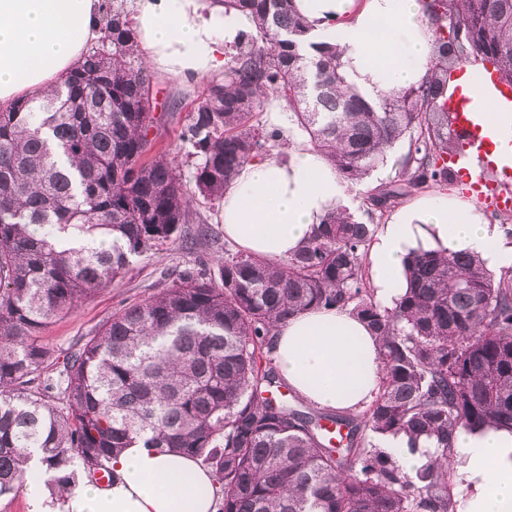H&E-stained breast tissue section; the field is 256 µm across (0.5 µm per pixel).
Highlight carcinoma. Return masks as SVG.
I'll list each match as a JSON object with an SVG mask.
<instances>
[{
    "label": "carcinoma",
    "mask_w": 512,
    "mask_h": 512,
    "mask_svg": "<svg viewBox=\"0 0 512 512\" xmlns=\"http://www.w3.org/2000/svg\"><path fill=\"white\" fill-rule=\"evenodd\" d=\"M255 27L225 52L224 80L197 99L180 139L198 159V194L221 202L249 160L290 144L257 120L273 94L288 121L352 188L404 138L398 175L368 196L384 215L424 189L457 182L443 101L455 73L490 60L512 84V0H427L429 72L372 104L349 91L341 52L304 51L293 0H224ZM127 13L103 6L98 44L47 95L0 110V495L23 488L31 449L59 500L75 470L112 471L141 440L199 458L222 512H458L450 487L460 430H512V266L441 245L404 260L392 305L371 288L377 225L331 215L286 260L224 249L164 276L112 313L45 375L41 333L133 261L213 244L169 150L149 137L154 74ZM99 99L88 108L84 96ZM348 308L380 342V381L360 412L288 402L270 355L272 327L309 309ZM403 433L434 440L412 473L381 448Z\"/></svg>",
    "instance_id": "1"
}]
</instances>
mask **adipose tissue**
Instances as JSON below:
<instances>
[{
    "instance_id": "obj_1",
    "label": "adipose tissue",
    "mask_w": 512,
    "mask_h": 512,
    "mask_svg": "<svg viewBox=\"0 0 512 512\" xmlns=\"http://www.w3.org/2000/svg\"><path fill=\"white\" fill-rule=\"evenodd\" d=\"M315 40L340 39L347 80L367 99L418 84L434 26L425 0H295ZM134 26L147 62L160 73L199 80L223 73L225 51L251 29L222 0H134ZM102 0H0V107L48 91L99 36ZM352 194L328 158L293 137L284 154L254 158L225 190V238L242 250L284 260L331 211L352 210ZM440 241L488 265H512V245L474 208L438 195L395 210L369 253L377 299L391 303L405 283L404 258ZM378 342L348 311L309 310L273 330L280 379L326 410L355 412L379 383ZM453 466L461 512H512V431L460 433ZM66 512H216L213 482L200 460L137 443L112 460V486L82 482Z\"/></svg>"
}]
</instances>
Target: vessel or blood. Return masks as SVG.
Returning <instances> with one entry per match:
<instances>
[{"label":"vessel or blood","mask_w":512,"mask_h":512,"mask_svg":"<svg viewBox=\"0 0 512 512\" xmlns=\"http://www.w3.org/2000/svg\"><path fill=\"white\" fill-rule=\"evenodd\" d=\"M468 93L457 94L449 99L448 107L453 113L454 126L463 137V148L477 161L481 175L464 176L465 194L483 198L495 209L512 208V194L507 186L512 185V164L502 160L493 132L479 120L480 101L487 88H495L507 101H512V88L500 84L495 72L477 75L469 81Z\"/></svg>","instance_id":"obj_1"}]
</instances>
